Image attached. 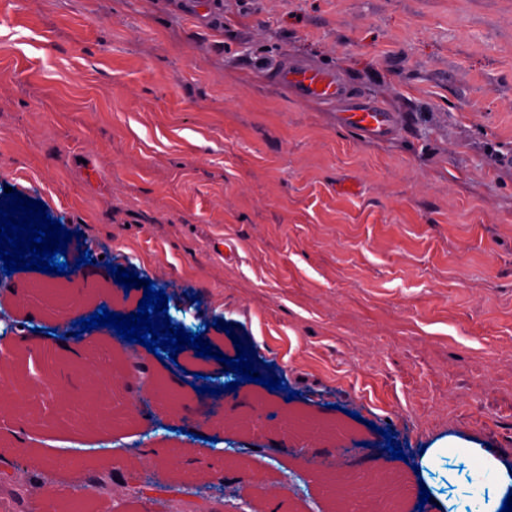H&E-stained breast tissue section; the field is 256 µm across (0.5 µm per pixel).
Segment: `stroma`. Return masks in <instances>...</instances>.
<instances>
[{
	"label": "stroma",
	"instance_id": "35a3bbf8",
	"mask_svg": "<svg viewBox=\"0 0 512 512\" xmlns=\"http://www.w3.org/2000/svg\"><path fill=\"white\" fill-rule=\"evenodd\" d=\"M337 72L351 102L385 105L394 125L371 138L335 107L278 81L289 60ZM42 201L81 239L95 278L116 266L151 280L168 313L237 351L213 319L246 331L283 383H243L224 422H192L135 393L88 405L75 393L21 386L70 352L0 340V380L24 393L0 408V445L22 473H45L29 499L120 466L88 512H163L137 501L140 478L214 481L231 442L254 441L241 497L264 512H318L319 475L398 474L418 505L477 512L493 494L468 459L441 462L420 484L408 456L454 436L512 457V0H0V191ZM12 274L0 310L50 335L90 317L97 301L59 311ZM91 381L120 380L113 339L76 343ZM190 387L224 382L211 357L155 362ZM307 411L350 428L286 450L285 420ZM400 443L392 458L387 439ZM305 478L283 492L291 472Z\"/></svg>",
	"mask_w": 512,
	"mask_h": 512
}]
</instances>
